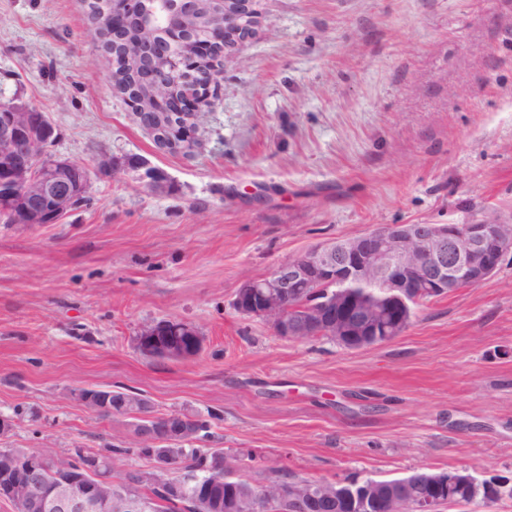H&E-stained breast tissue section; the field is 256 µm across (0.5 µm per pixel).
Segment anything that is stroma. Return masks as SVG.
Listing matches in <instances>:
<instances>
[{
	"label": "stroma",
	"mask_w": 512,
	"mask_h": 512,
	"mask_svg": "<svg viewBox=\"0 0 512 512\" xmlns=\"http://www.w3.org/2000/svg\"><path fill=\"white\" fill-rule=\"evenodd\" d=\"M222 63L193 155L164 153L112 90L84 0H0V103L43 112L53 156L89 170L60 223H0V448L129 443L83 388L209 424L234 476L342 481L512 474V252L359 349L278 336L239 285L383 224L512 223V0H262ZM121 170H99L102 158ZM145 162L156 187L126 169ZM204 338L141 355L147 321ZM138 351L149 358L189 360L203 348V337L192 325L182 320L148 321L136 334Z\"/></svg>",
	"instance_id": "stroma-1"
}]
</instances>
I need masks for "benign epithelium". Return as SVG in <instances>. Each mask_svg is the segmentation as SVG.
<instances>
[{"instance_id":"benign-epithelium-1","label":"benign epithelium","mask_w":512,"mask_h":512,"mask_svg":"<svg viewBox=\"0 0 512 512\" xmlns=\"http://www.w3.org/2000/svg\"><path fill=\"white\" fill-rule=\"evenodd\" d=\"M261 22L260 0H112L111 42L102 44L112 60V89L159 149L189 154L212 105L217 59L255 36ZM52 131L45 116L0 104V214L16 224H57L86 196L89 178L73 177L80 165L49 154ZM131 167L149 186L163 181L160 171L142 162ZM509 252L512 225L494 220L386 224L310 248L265 277L244 281L232 305L281 337L327 336L358 349L400 335L414 300L480 285ZM322 285L328 286L325 299L290 313L300 289ZM136 345L149 358L189 360L202 351L203 337L182 320L148 321L139 326ZM77 398L98 415H134V447L149 449V466L128 470L118 483L110 458L88 455L76 462L48 448H1L0 500L12 512H148L147 502L130 489L170 473L173 460L161 444L191 439L197 430L182 417L154 414L145 399L129 393L84 388ZM219 482L183 475L167 480L161 493L181 506L198 504L203 491ZM410 482L287 481L271 486L265 499L282 512H438L475 478L459 470L431 472L411 505ZM488 487L495 502L512 498V479L490 480Z\"/></svg>"}]
</instances>
